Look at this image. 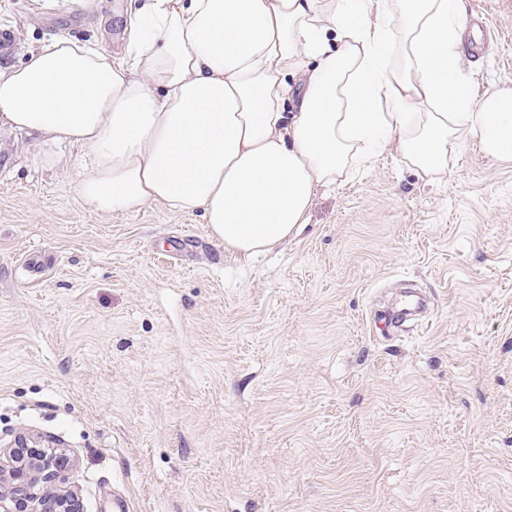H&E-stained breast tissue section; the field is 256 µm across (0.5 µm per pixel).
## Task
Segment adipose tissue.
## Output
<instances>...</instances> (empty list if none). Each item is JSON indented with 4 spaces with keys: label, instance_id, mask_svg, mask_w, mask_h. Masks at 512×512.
<instances>
[{
    "label": "adipose tissue",
    "instance_id": "obj_1",
    "mask_svg": "<svg viewBox=\"0 0 512 512\" xmlns=\"http://www.w3.org/2000/svg\"><path fill=\"white\" fill-rule=\"evenodd\" d=\"M464 19L462 0H145L121 60L59 39L0 69V130L80 148L95 213L198 212L226 251L264 254L388 145L428 175L471 142L512 159V89L474 100Z\"/></svg>",
    "mask_w": 512,
    "mask_h": 512
}]
</instances>
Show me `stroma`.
I'll return each mask as SVG.
<instances>
[{
  "instance_id": "obj_1",
  "label": "stroma",
  "mask_w": 512,
  "mask_h": 512,
  "mask_svg": "<svg viewBox=\"0 0 512 512\" xmlns=\"http://www.w3.org/2000/svg\"><path fill=\"white\" fill-rule=\"evenodd\" d=\"M141 4L0 0V68L122 56ZM465 10L473 96L512 88V0ZM36 141L0 138V434L64 442L83 512H512V161L385 150L249 260L197 212H91ZM424 308V301L419 296L408 295L398 308L392 312L390 322L396 327L403 326L407 321L421 315Z\"/></svg>"
}]
</instances>
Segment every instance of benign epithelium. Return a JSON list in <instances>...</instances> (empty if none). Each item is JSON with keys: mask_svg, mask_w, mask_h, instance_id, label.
<instances>
[{"mask_svg": "<svg viewBox=\"0 0 512 512\" xmlns=\"http://www.w3.org/2000/svg\"><path fill=\"white\" fill-rule=\"evenodd\" d=\"M66 450L40 435L19 434L0 448V512H82L66 485Z\"/></svg>", "mask_w": 512, "mask_h": 512, "instance_id": "1", "label": "benign epithelium"}]
</instances>
